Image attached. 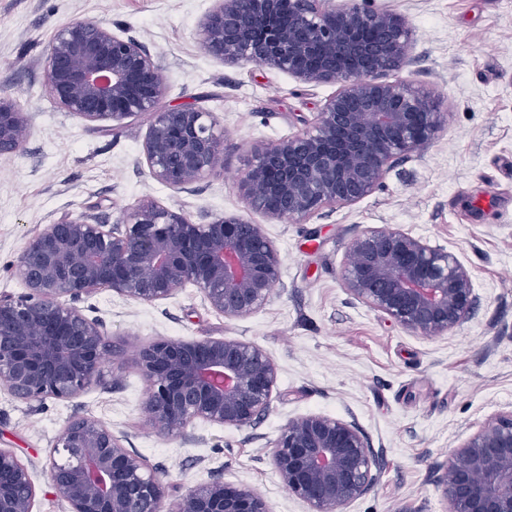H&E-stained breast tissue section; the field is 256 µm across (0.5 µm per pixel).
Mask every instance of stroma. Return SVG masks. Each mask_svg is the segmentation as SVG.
<instances>
[{
  "label": "stroma",
  "instance_id": "35a3bbf8",
  "mask_svg": "<svg viewBox=\"0 0 512 512\" xmlns=\"http://www.w3.org/2000/svg\"><path fill=\"white\" fill-rule=\"evenodd\" d=\"M212 5L0 0V95L30 117L22 149L0 153V298L26 293L19 258L44 225L80 213L119 224L147 198L196 224L243 217L261 226L282 260L268 301L237 319L191 284L156 302L107 288L84 295L79 308L111 344L98 379L72 398L41 402L0 385V449L27 468L33 512H70L52 488L50 463L66 424L82 416L110 426L159 472L166 505L218 478L263 494L272 512H309L270 455L288 419L323 413L355 423L378 463L374 487L345 512H445L435 468L485 418L512 409V0H368L412 29L414 62L390 80L428 92L443 123L371 195L301 222L251 210L240 181L262 149L310 129L336 87L209 55L200 28ZM76 19L139 41L160 67L164 105L213 114L222 145L213 172L172 190L149 173L150 115L115 127L55 103L46 56L56 30ZM373 227H398L454 254L471 276L475 313L425 338L354 299L342 279L348 247ZM224 337L258 346L275 364L268 412L242 429L198 421L181 435L158 432L144 411L140 346Z\"/></svg>",
  "mask_w": 512,
  "mask_h": 512
}]
</instances>
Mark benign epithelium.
I'll list each match as a JSON object with an SVG mask.
<instances>
[{
  "label": "benign epithelium",
  "instance_id": "benign-epithelium-1",
  "mask_svg": "<svg viewBox=\"0 0 512 512\" xmlns=\"http://www.w3.org/2000/svg\"><path fill=\"white\" fill-rule=\"evenodd\" d=\"M215 0L201 26L208 54L284 71L308 85L339 84L311 129L258 153L241 180L251 209L304 220L353 205L399 159L429 144L442 113L424 92L387 75L411 63L408 22L356 0ZM47 91L85 122L152 117L144 151L156 181L183 189L214 169L221 151L212 114L163 107L166 88L144 46L93 20L61 27L49 45ZM27 113L0 96V152L23 146ZM342 278L366 307L416 335L439 336L477 307L457 257L397 228H370L349 246ZM281 258L257 224L229 215L194 224L147 199L123 226L68 215L26 242L19 273L28 294L0 300V384L18 399H69L95 381L110 344L76 306L97 289L144 302L191 283L226 318L261 308L279 283ZM155 429L183 432L204 421L242 429L270 404L277 369L259 347L233 338L158 339L139 352ZM50 468L70 512H272L268 499L216 479L163 510L165 488L143 458L91 417L68 422ZM272 466L309 512H344L376 480L377 463L352 422L324 414L288 420ZM446 512H512V410L486 418L436 476ZM35 487L17 457L0 450V512H32Z\"/></svg>",
  "mask_w": 512,
  "mask_h": 512
}]
</instances>
